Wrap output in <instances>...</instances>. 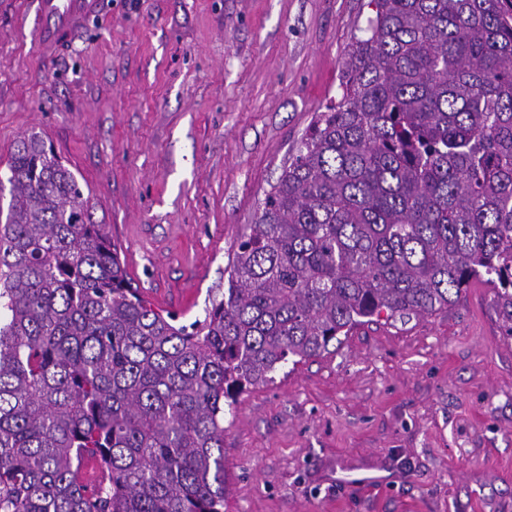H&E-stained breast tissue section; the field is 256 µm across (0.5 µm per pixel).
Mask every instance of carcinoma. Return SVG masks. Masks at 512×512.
<instances>
[{"mask_svg":"<svg viewBox=\"0 0 512 512\" xmlns=\"http://www.w3.org/2000/svg\"><path fill=\"white\" fill-rule=\"evenodd\" d=\"M320 112L190 325L132 285L37 132L0 170V512H224V413L292 357L473 280L512 337V0H370ZM92 462L105 478L81 479Z\"/></svg>","mask_w":512,"mask_h":512,"instance_id":"1","label":"carcinoma"}]
</instances>
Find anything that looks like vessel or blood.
<instances>
[{
	"instance_id": "vessel-or-blood-1",
	"label": "vessel or blood",
	"mask_w": 512,
	"mask_h": 512,
	"mask_svg": "<svg viewBox=\"0 0 512 512\" xmlns=\"http://www.w3.org/2000/svg\"><path fill=\"white\" fill-rule=\"evenodd\" d=\"M98 10V0H36L39 42L46 47L64 44Z\"/></svg>"
}]
</instances>
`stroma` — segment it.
Returning a JSON list of instances; mask_svg holds the SVG:
<instances>
[{
  "instance_id": "1",
  "label": "stroma",
  "mask_w": 512,
  "mask_h": 512,
  "mask_svg": "<svg viewBox=\"0 0 512 512\" xmlns=\"http://www.w3.org/2000/svg\"><path fill=\"white\" fill-rule=\"evenodd\" d=\"M372 14L368 0H101L61 48L0 0V163L42 133L129 277L203 318ZM224 512H512V338L479 281L355 329L224 416Z\"/></svg>"
}]
</instances>
